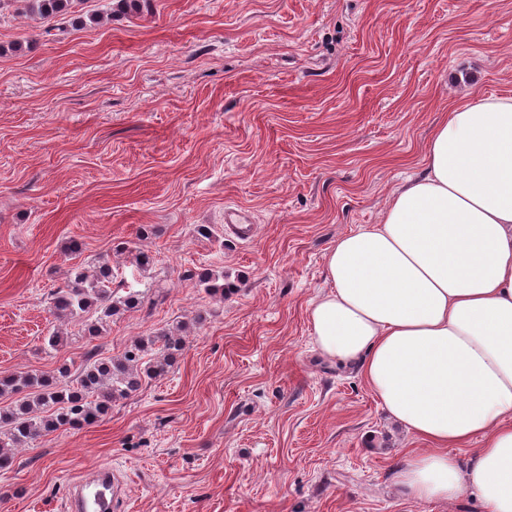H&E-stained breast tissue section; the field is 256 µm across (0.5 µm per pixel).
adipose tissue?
<instances>
[{
  "mask_svg": "<svg viewBox=\"0 0 512 512\" xmlns=\"http://www.w3.org/2000/svg\"><path fill=\"white\" fill-rule=\"evenodd\" d=\"M423 164L378 223L328 250L312 343L430 442L397 470L409 497L470 491L484 512H512V95L449 105ZM475 436L471 456L450 454Z\"/></svg>",
  "mask_w": 512,
  "mask_h": 512,
  "instance_id": "obj_1",
  "label": "adipose tissue"
}]
</instances>
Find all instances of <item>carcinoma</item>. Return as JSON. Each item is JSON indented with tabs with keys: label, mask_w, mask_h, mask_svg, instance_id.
<instances>
[{
	"label": "carcinoma",
	"mask_w": 512,
	"mask_h": 512,
	"mask_svg": "<svg viewBox=\"0 0 512 512\" xmlns=\"http://www.w3.org/2000/svg\"><path fill=\"white\" fill-rule=\"evenodd\" d=\"M71 0H29L28 8L42 18L64 16ZM209 294H224L221 275L205 269L194 273ZM112 265L100 262L88 269L73 268L69 278L51 292L55 318L78 321L93 339L101 336L113 317L142 307L144 296L132 288H112ZM187 322L140 336L117 357L88 354L71 370L63 365L53 374L25 373L0 380V395H20L13 406L0 409V469L12 464L11 448H25L58 430L77 429L100 420L117 398L136 392L145 379L166 375L184 348Z\"/></svg>",
	"instance_id": "cac0c4a2"
}]
</instances>
